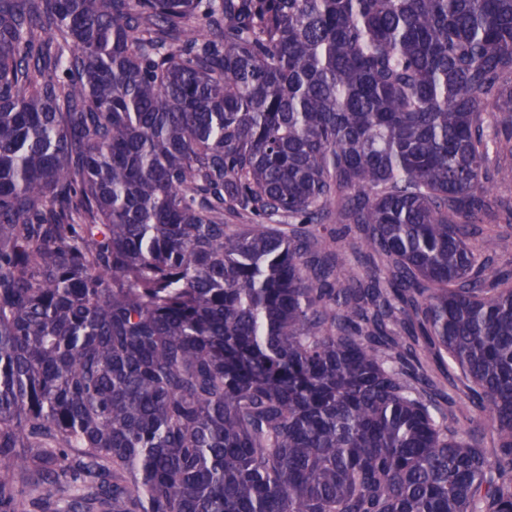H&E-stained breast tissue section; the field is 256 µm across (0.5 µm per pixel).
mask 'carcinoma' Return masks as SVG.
<instances>
[{
  "label": "carcinoma",
  "mask_w": 512,
  "mask_h": 512,
  "mask_svg": "<svg viewBox=\"0 0 512 512\" xmlns=\"http://www.w3.org/2000/svg\"><path fill=\"white\" fill-rule=\"evenodd\" d=\"M505 151L512 0H0V512H512ZM477 231L468 239V246L482 261L486 257L493 259L486 275L512 273V224H476ZM329 231L332 232L334 243L333 247L339 254L343 264L351 270L359 279H365L374 266L373 260L359 254L354 248L353 234L348 231V227L354 228L353 224H326ZM423 364V371L440 383L445 389V392L448 393V379L450 381H452V379L456 380V376L459 375V370L455 368L448 371V359L445 364H440L431 357H427L424 359ZM455 414H448V424L451 426L465 425L472 429H478L483 438L484 448H492V442L486 427V418L480 416V412L475 410L467 398L458 393L456 395Z\"/></svg>",
  "instance_id": "cac0c4a2"
}]
</instances>
